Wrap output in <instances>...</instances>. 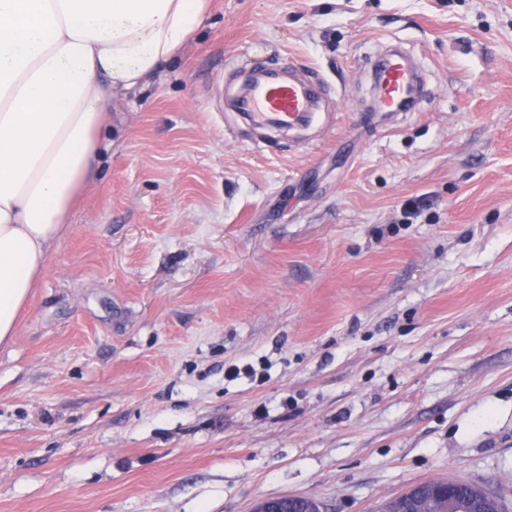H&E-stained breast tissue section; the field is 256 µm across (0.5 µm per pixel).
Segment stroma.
<instances>
[{
    "instance_id": "obj_1",
    "label": "stroma",
    "mask_w": 512,
    "mask_h": 512,
    "mask_svg": "<svg viewBox=\"0 0 512 512\" xmlns=\"http://www.w3.org/2000/svg\"><path fill=\"white\" fill-rule=\"evenodd\" d=\"M395 46L422 91L371 111ZM283 57L322 121L255 129L233 102ZM108 110L0 346V512H379L448 479L512 512V0H213Z\"/></svg>"
}]
</instances>
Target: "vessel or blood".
I'll return each mask as SVG.
<instances>
[{"label": "vessel or blood", "instance_id": "b4317fda", "mask_svg": "<svg viewBox=\"0 0 512 512\" xmlns=\"http://www.w3.org/2000/svg\"><path fill=\"white\" fill-rule=\"evenodd\" d=\"M416 80L405 55L395 51L383 58L375 71L379 111H400ZM317 102L316 84L295 78L293 62L286 58L261 67L251 88L236 99L235 106L253 124L291 128L312 122Z\"/></svg>", "mask_w": 512, "mask_h": 512}]
</instances>
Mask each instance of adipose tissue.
Instances as JSON below:
<instances>
[{"label":"adipose tissue","mask_w":512,"mask_h":512,"mask_svg":"<svg viewBox=\"0 0 512 512\" xmlns=\"http://www.w3.org/2000/svg\"><path fill=\"white\" fill-rule=\"evenodd\" d=\"M211 0H0V345L97 176L113 93L151 85Z\"/></svg>","instance_id":"obj_1"}]
</instances>
